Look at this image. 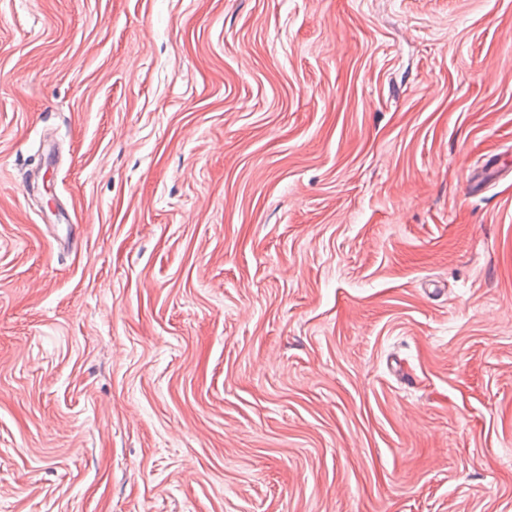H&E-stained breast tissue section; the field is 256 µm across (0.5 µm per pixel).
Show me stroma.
<instances>
[{
	"mask_svg": "<svg viewBox=\"0 0 512 512\" xmlns=\"http://www.w3.org/2000/svg\"><path fill=\"white\" fill-rule=\"evenodd\" d=\"M0 512H512V0H0Z\"/></svg>",
	"mask_w": 512,
	"mask_h": 512,
	"instance_id": "stroma-1",
	"label": "stroma"
}]
</instances>
